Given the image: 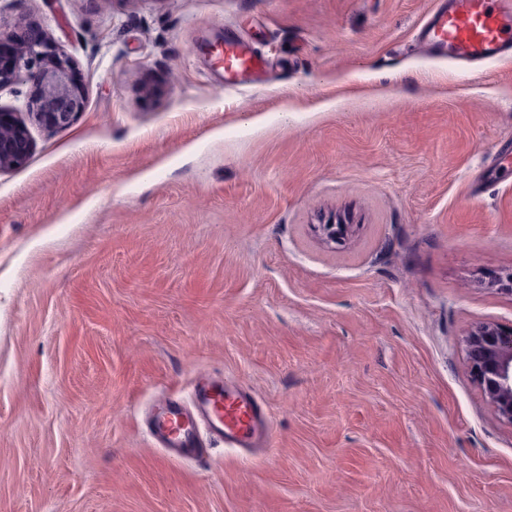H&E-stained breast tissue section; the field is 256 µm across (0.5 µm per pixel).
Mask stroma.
Returning <instances> with one entry per match:
<instances>
[{"instance_id":"35a3bbf8","label":"stroma","mask_w":512,"mask_h":512,"mask_svg":"<svg viewBox=\"0 0 512 512\" xmlns=\"http://www.w3.org/2000/svg\"><path fill=\"white\" fill-rule=\"evenodd\" d=\"M435 2L0 0L85 93L0 170V512H512L462 349L512 325V63L425 57ZM227 28L263 88L210 73ZM201 372L266 405L270 453L149 438ZM314 231L319 240L326 245L343 242L354 232L350 224H317L314 225Z\"/></svg>"}]
</instances>
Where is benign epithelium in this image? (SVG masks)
I'll list each match as a JSON object with an SVG mask.
<instances>
[{"instance_id":"obj_1","label":"benign epithelium","mask_w":512,"mask_h":512,"mask_svg":"<svg viewBox=\"0 0 512 512\" xmlns=\"http://www.w3.org/2000/svg\"><path fill=\"white\" fill-rule=\"evenodd\" d=\"M13 41L15 53L0 58V91L29 84L32 94L14 112L0 110V169L23 164L31 140L23 112L48 129L69 126L84 110L81 86L72 78V57L37 26L0 27V43ZM319 240L331 245L353 234L349 224H317ZM467 369L497 419L512 426V327L479 322L462 338Z\"/></svg>"}]
</instances>
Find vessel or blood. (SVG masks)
I'll use <instances>...</instances> for the list:
<instances>
[{
  "label": "vessel or blood",
  "instance_id": "vessel-or-blood-1",
  "mask_svg": "<svg viewBox=\"0 0 512 512\" xmlns=\"http://www.w3.org/2000/svg\"><path fill=\"white\" fill-rule=\"evenodd\" d=\"M418 43L430 55L462 64L512 57V0H440L421 28ZM204 54L225 86L263 82L266 61L243 37L217 38L205 45ZM190 395V403L172 397L154 407L150 432L169 457L203 459L210 439L232 449L272 447L268 409L242 385L200 373L191 381Z\"/></svg>",
  "mask_w": 512,
  "mask_h": 512
}]
</instances>
